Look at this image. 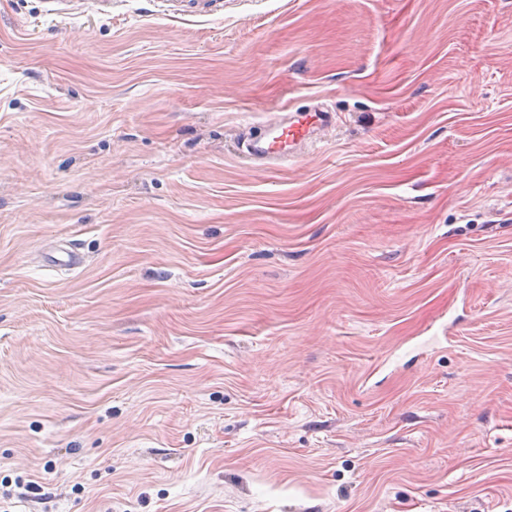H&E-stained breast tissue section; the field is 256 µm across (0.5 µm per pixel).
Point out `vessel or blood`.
<instances>
[{
    "mask_svg": "<svg viewBox=\"0 0 512 512\" xmlns=\"http://www.w3.org/2000/svg\"><path fill=\"white\" fill-rule=\"evenodd\" d=\"M331 115L325 111L290 114L287 121H273L260 127L258 139L249 154L254 158L288 162L290 149L296 143L309 139L317 125L330 122Z\"/></svg>",
    "mask_w": 512,
    "mask_h": 512,
    "instance_id": "vessel-or-blood-1",
    "label": "vessel or blood"
}]
</instances>
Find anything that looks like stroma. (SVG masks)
<instances>
[{
  "label": "stroma",
  "instance_id": "1",
  "mask_svg": "<svg viewBox=\"0 0 512 512\" xmlns=\"http://www.w3.org/2000/svg\"><path fill=\"white\" fill-rule=\"evenodd\" d=\"M0 512H512V0H0ZM329 112H301L289 114L288 121H273L263 125L257 131V140L251 147L249 155L254 158L285 163L290 160V148L296 142L310 138L314 128L330 122Z\"/></svg>",
  "mask_w": 512,
  "mask_h": 512
}]
</instances>
